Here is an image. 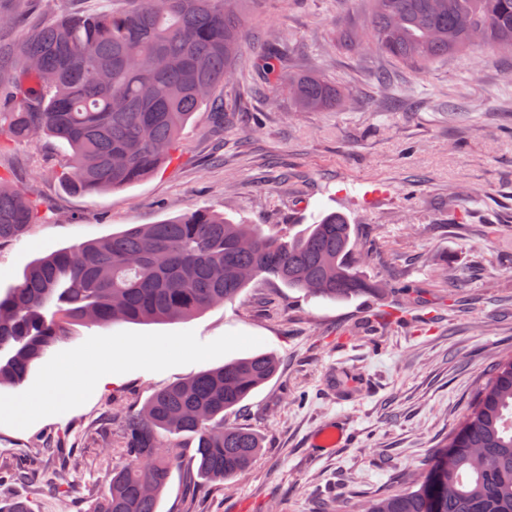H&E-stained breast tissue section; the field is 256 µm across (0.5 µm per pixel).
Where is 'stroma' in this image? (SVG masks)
<instances>
[{
	"instance_id": "1",
	"label": "stroma",
	"mask_w": 512,
	"mask_h": 512,
	"mask_svg": "<svg viewBox=\"0 0 512 512\" xmlns=\"http://www.w3.org/2000/svg\"><path fill=\"white\" fill-rule=\"evenodd\" d=\"M124 0H0V99L21 80L18 48L43 25ZM369 0H260L220 95L224 123L196 112L174 159L134 185L94 194L63 184L69 147L55 139L15 145L0 136V175L39 205L20 240L0 244V289L34 258L207 207L276 230L318 213L345 214L374 248L362 271L410 282L421 302L396 294L330 302L282 283H253L233 302L187 322L77 325L49 348L68 362L76 397L39 399L32 369L0 390V405L29 401L24 418L0 412V469L40 463L0 491L34 512H91L106 470L124 465L100 448L111 417L141 408L154 390L249 353L269 352L277 375L227 423L251 429L262 451L244 474L207 495L182 438L159 512H359L368 498L424 475L430 453L466 415L491 369L512 356V53L475 45L426 76L377 52L365 32ZM347 27L350 46L334 32ZM290 69H314L349 89L327 112H295L265 84L257 61L269 40ZM457 274L456 304L439 267ZM407 320L384 328L383 312ZM148 340L139 354L125 344ZM341 418L344 446L310 447Z\"/></svg>"
}]
</instances>
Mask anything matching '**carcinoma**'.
Here are the masks:
<instances>
[{
	"mask_svg": "<svg viewBox=\"0 0 512 512\" xmlns=\"http://www.w3.org/2000/svg\"><path fill=\"white\" fill-rule=\"evenodd\" d=\"M259 0H127L110 13L63 17L22 43L24 96L0 111L13 142L55 138L71 150L67 186L84 192L137 183L171 159L191 116L217 91ZM376 48L421 76L476 43L512 52V0H370ZM258 69L284 86L301 112L336 108L347 92L320 73L284 70L265 52ZM36 211L0 176V242L20 239ZM368 246L349 219L329 212L293 235L267 233L209 208L34 260L0 293V387L22 382L32 365L77 323L115 326L189 320L235 300L256 279L278 280L311 298L343 302L376 292L358 262ZM278 362L258 353L155 390L120 418L112 473L93 512H158L177 440L197 439L198 473L224 481L245 472L261 439L224 423L274 378ZM363 512H512V358L498 363L464 420L436 448L424 477L367 501Z\"/></svg>",
	"mask_w": 512,
	"mask_h": 512,
	"instance_id": "carcinoma-1",
	"label": "carcinoma"
}]
</instances>
